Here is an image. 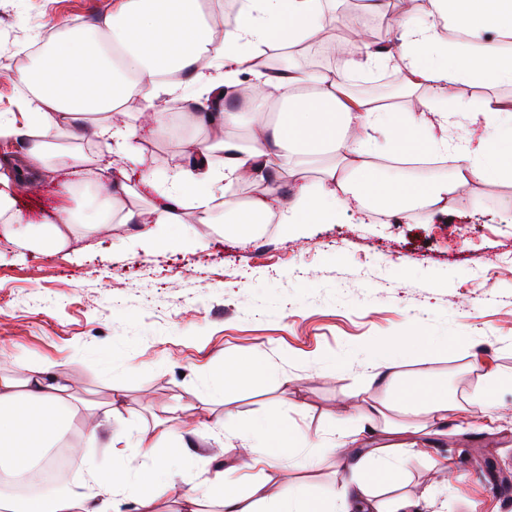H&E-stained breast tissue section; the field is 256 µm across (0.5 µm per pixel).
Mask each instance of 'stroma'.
<instances>
[{
    "label": "stroma",
    "instance_id": "stroma-1",
    "mask_svg": "<svg viewBox=\"0 0 512 512\" xmlns=\"http://www.w3.org/2000/svg\"><path fill=\"white\" fill-rule=\"evenodd\" d=\"M111 8L112 0H0V114L22 109L21 45ZM204 136L185 122L177 135L146 141L154 190L168 188L185 140ZM14 198L29 221L54 215L47 182ZM184 220L196 242L165 225L166 243L150 249L117 222L98 236L73 225L71 246L57 253L0 237V369L18 375L54 360L83 403L119 398L111 436L152 425L164 404L178 431L201 413L232 424L271 418L318 442L357 430L352 406L391 400L368 354L384 337L418 332L428 342L411 348L395 386L445 381L464 411L449 418L442 443L402 434L395 494L409 499L407 512H512V492L494 489L492 470L512 467V388L499 392L493 419L478 398L489 370L512 373V183L472 181L432 223L419 212L398 220L343 208L332 224H266L239 242L195 224L192 210ZM259 352L276 381L219 390L226 359ZM193 440L204 459L172 464L159 512L201 487L214 459L244 457L236 440ZM285 475L318 499L353 478L330 459L255 479L273 494Z\"/></svg>",
    "mask_w": 512,
    "mask_h": 512
}]
</instances>
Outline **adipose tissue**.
I'll return each mask as SVG.
<instances>
[{"mask_svg": "<svg viewBox=\"0 0 512 512\" xmlns=\"http://www.w3.org/2000/svg\"><path fill=\"white\" fill-rule=\"evenodd\" d=\"M222 0H113L112 10L92 26H71L61 38L15 76L27 89L21 114L0 115V139L25 138L26 174L57 177L65 205L55 221L27 222L12 208V169L0 170V235L33 250L60 252L71 243L70 227L82 225L91 235L106 230L122 200L139 195L128 177L97 181L102 211L90 215L69 208L78 176L88 172L79 142L95 135L115 143L118 151L144 162L143 135L170 134L166 105L182 98L189 121L216 129L205 142L185 145L186 161L171 176L168 190L156 193L149 212L129 209L121 221L139 225L137 239L156 243L160 227L182 221L185 200H192L197 223L223 233L225 216L240 238L258 225L332 224L338 209L379 202L393 216L423 207L429 216L447 213L454 193L468 182L512 183V102L488 98L463 101L457 88L469 83L494 87L512 83V0H429L417 16L387 19L383 42L359 41L344 70L311 71L287 65L278 73L262 69L259 47L281 43L290 50L302 44H324L330 24L323 0H240L232 32L216 35L206 8ZM464 33L444 39L438 21ZM391 67L402 73L407 100L396 106L385 98L355 96L349 75ZM251 76V93L242 108L224 105V91ZM135 102V124H116L113 112ZM464 112L479 118V128L465 131L456 147L457 165L446 177L410 181L381 170L373 144L379 132L391 134L387 159L404 162L448 145V118ZM65 134L70 146L52 140ZM224 156L222 166L208 162ZM257 181L261 190L247 203L218 200L223 184ZM393 404L403 413L447 419L461 412L449 401L447 388L426 379L402 388ZM79 409L60 380L54 362L28 367L24 380L0 375V469L10 476L30 473L46 448L80 425L88 446L130 448L134 458L156 459L159 449L179 445V436L157 420L124 441L103 440L111 411L79 417ZM196 426L211 429L207 419ZM212 431L214 440L229 435L246 452L242 465L214 472L207 483L221 490L222 512H369L378 487L399 475V453L392 444L348 456L352 441L333 437L310 444L299 430L266 421ZM310 448L309 461L345 458L355 475L336 496L317 503L303 486L284 483L267 495L252 483L249 495L238 491L242 470L281 465L294 452ZM50 493L33 496L0 493V512H118L120 500L133 496L137 512H157L165 486L155 472L141 470L123 479L103 478L86 463L78 487L66 476Z\"/></svg>", "mask_w": 512, "mask_h": 512, "instance_id": "1", "label": "adipose tissue"}]
</instances>
